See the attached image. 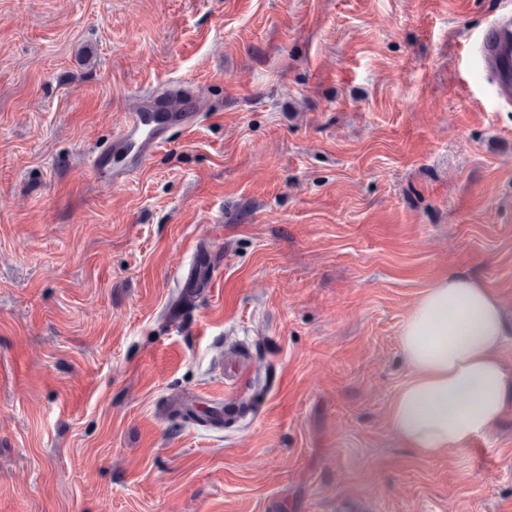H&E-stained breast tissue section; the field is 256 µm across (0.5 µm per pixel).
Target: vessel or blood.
<instances>
[{
	"label": "vessel or blood",
	"instance_id": "b4317fda",
	"mask_svg": "<svg viewBox=\"0 0 512 512\" xmlns=\"http://www.w3.org/2000/svg\"><path fill=\"white\" fill-rule=\"evenodd\" d=\"M472 65L493 90L498 100L512 101V8L507 7L483 29ZM180 104L172 106L169 95L146 98L141 108L126 113L123 124L108 145L95 157L97 171L120 164L121 177H131L145 161L169 143L172 130L187 129L188 111L195 103L193 93L178 90Z\"/></svg>",
	"mask_w": 512,
	"mask_h": 512
}]
</instances>
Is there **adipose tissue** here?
I'll return each mask as SVG.
<instances>
[{"mask_svg":"<svg viewBox=\"0 0 512 512\" xmlns=\"http://www.w3.org/2000/svg\"><path fill=\"white\" fill-rule=\"evenodd\" d=\"M498 297L457 273L434 281L406 315L399 346L409 378L394 396L391 429L418 456L467 451L512 412V370Z\"/></svg>","mask_w":512,"mask_h":512,"instance_id":"adipose-tissue-1","label":"adipose tissue"}]
</instances>
